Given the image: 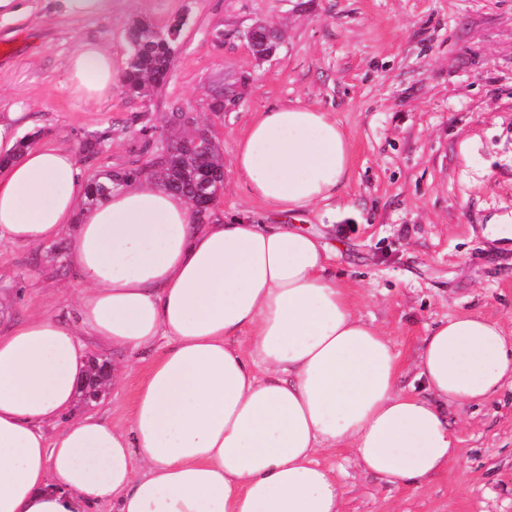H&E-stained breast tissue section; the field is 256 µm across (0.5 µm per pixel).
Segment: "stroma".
Wrapping results in <instances>:
<instances>
[{
    "label": "stroma",
    "mask_w": 512,
    "mask_h": 512,
    "mask_svg": "<svg viewBox=\"0 0 512 512\" xmlns=\"http://www.w3.org/2000/svg\"><path fill=\"white\" fill-rule=\"evenodd\" d=\"M0 20V113L22 106V135L73 150L85 178L151 165L173 137L213 132L225 162L217 219L286 224L318 236L359 314L391 336L398 387L419 394L422 341L440 320L474 312L512 335V0H109L75 17L62 0H22ZM184 26L168 78L146 97L120 80L138 19ZM276 30L254 55L246 32ZM95 40L112 54L110 97L67 88V60ZM223 99V115L213 104ZM301 101L350 134L349 179L336 200L293 218L247 192L231 160L257 112ZM185 115L170 123L173 111ZM103 135L88 153L89 135ZM69 243L0 245V302L12 320H72ZM89 358L127 374L76 404L121 425L153 351L113 352L85 337ZM460 453L419 487L397 488L357 466L349 449L319 460L342 487L341 512H512V383L481 404L452 405ZM252 47L259 57L272 54L279 44L278 34L266 26L257 25L252 28Z\"/></svg>",
    "instance_id": "stroma-1"
}]
</instances>
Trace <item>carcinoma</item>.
Returning a JSON list of instances; mask_svg holds the SVG:
<instances>
[{
  "mask_svg": "<svg viewBox=\"0 0 512 512\" xmlns=\"http://www.w3.org/2000/svg\"><path fill=\"white\" fill-rule=\"evenodd\" d=\"M131 55L128 67L122 76L127 92L133 96L146 95L148 84L158 85L167 75L177 41L169 38L161 40L154 35L153 25L147 20L133 23L129 30ZM279 44L278 34L263 25L252 28V47L259 57L272 54ZM218 146L212 144L208 154L190 150L182 145V139L172 141L168 156L160 164L153 166L148 173L167 190L181 194L187 199L200 197L202 193H213L219 180L207 186L200 182V172L204 167H222L218 158ZM141 177L138 169L123 172H104L87 184L85 199L94 204L117 187L131 179Z\"/></svg>",
  "mask_w": 512,
  "mask_h": 512,
  "instance_id": "obj_1",
  "label": "carcinoma"
}]
</instances>
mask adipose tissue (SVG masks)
<instances>
[{
    "instance_id": "obj_1",
    "label": "adipose tissue",
    "mask_w": 512,
    "mask_h": 512,
    "mask_svg": "<svg viewBox=\"0 0 512 512\" xmlns=\"http://www.w3.org/2000/svg\"><path fill=\"white\" fill-rule=\"evenodd\" d=\"M67 74L78 98L112 92L100 42L81 43ZM24 122L0 116V244L69 237L80 288L75 321L0 325V512H340L321 451L350 449L389 484L421 485L456 457L448 406L512 378V339L464 312L423 340L429 398L400 392L391 337L357 312L313 235L199 224L182 196L146 180L81 208L75 154L21 148ZM350 163L332 113L298 102L256 113L232 158L251 196L286 215L335 199ZM85 334L124 352L169 340L126 425L72 414Z\"/></svg>"
}]
</instances>
